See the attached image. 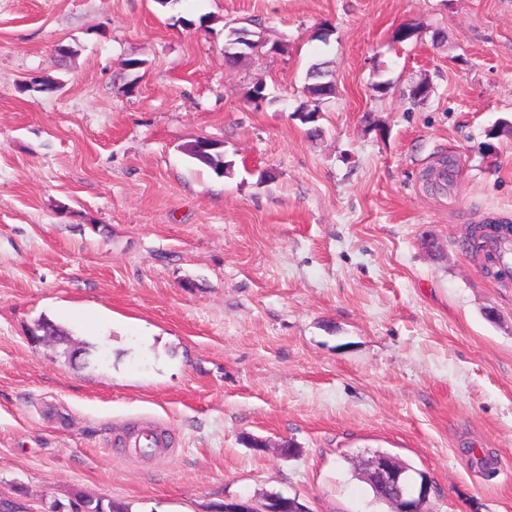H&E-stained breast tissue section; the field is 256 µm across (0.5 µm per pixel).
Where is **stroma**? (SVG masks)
<instances>
[{"instance_id": "35a3bbf8", "label": "stroma", "mask_w": 512, "mask_h": 512, "mask_svg": "<svg viewBox=\"0 0 512 512\" xmlns=\"http://www.w3.org/2000/svg\"><path fill=\"white\" fill-rule=\"evenodd\" d=\"M232 27L283 50L228 67ZM502 119L512 0H0V495L388 512L354 469L386 451L432 480L426 512H512V279L461 246L512 218ZM444 156L441 194L422 174ZM43 317L69 342L33 343ZM144 427L162 452L122 451ZM326 68L327 64L324 62L313 63L307 71V78L312 81L306 86L309 99L294 112L304 125L315 124L319 119L320 109L317 105L311 104V101L321 103L325 97L333 93L334 85L330 80H326L330 75V71ZM224 512H307L297 500H274L267 506L257 505L253 500L235 499L224 502Z\"/></svg>"}]
</instances>
